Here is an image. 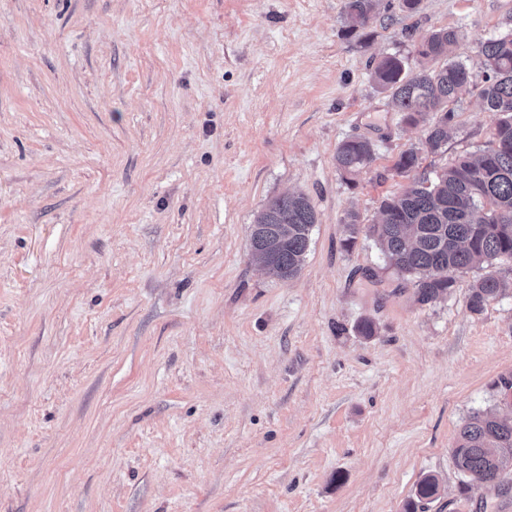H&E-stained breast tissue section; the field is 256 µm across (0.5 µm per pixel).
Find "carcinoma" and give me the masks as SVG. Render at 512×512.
<instances>
[{
  "label": "carcinoma",
  "mask_w": 512,
  "mask_h": 512,
  "mask_svg": "<svg viewBox=\"0 0 512 512\" xmlns=\"http://www.w3.org/2000/svg\"><path fill=\"white\" fill-rule=\"evenodd\" d=\"M377 0H345L344 33L364 28ZM459 39L455 29L430 32L415 45L423 60L445 63L406 72V62L396 55L379 60L372 79L392 98L406 121L418 125L429 121L424 147L435 153L448 142L453 109L449 105L464 94L476 93L483 108L498 114L488 144L477 153L457 156L434 179H411L398 194L385 197L378 221L368 234L382 247L390 267L413 278L418 300L435 301L456 286L454 274L476 265L512 262V31L482 43L486 74L476 84L467 66L449 57ZM374 145L367 139L341 142L335 153L336 168L356 185L371 162ZM419 151H402L393 170L408 177L419 167ZM317 213L303 194L272 198L256 216L255 223L288 225V237L276 248L277 261L295 277L310 245ZM343 245L351 249L360 232V217L351 211L344 221ZM512 290V281L488 276L472 283L467 306L480 313L493 299ZM452 457L461 477L460 492L482 486L509 489L512 477V417L477 411L460 426ZM440 494L437 477L427 475L417 484L404 512H418L424 503Z\"/></svg>",
  "instance_id": "carcinoma-1"
}]
</instances>
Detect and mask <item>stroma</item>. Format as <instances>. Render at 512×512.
Wrapping results in <instances>:
<instances>
[{"label": "stroma", "mask_w": 512, "mask_h": 512, "mask_svg": "<svg viewBox=\"0 0 512 512\" xmlns=\"http://www.w3.org/2000/svg\"><path fill=\"white\" fill-rule=\"evenodd\" d=\"M0 0V512H512L458 494L451 448L477 410L512 411V294L484 311L456 275L419 302L373 238L425 139L371 78L457 29L474 82L512 0ZM419 175L489 141L495 113L454 104ZM374 158L349 187L338 144ZM318 215L300 272L250 254L269 199ZM372 319L377 334L359 336ZM377 0H345L343 10L344 33L353 35L364 28L375 11ZM440 494V483L437 477L427 475L423 477L417 484L414 497L410 499L404 506L405 512H417L425 502H431Z\"/></svg>", "instance_id": "stroma-1"}]
</instances>
